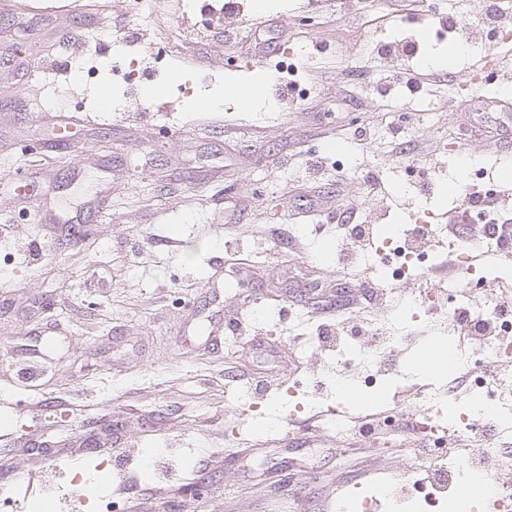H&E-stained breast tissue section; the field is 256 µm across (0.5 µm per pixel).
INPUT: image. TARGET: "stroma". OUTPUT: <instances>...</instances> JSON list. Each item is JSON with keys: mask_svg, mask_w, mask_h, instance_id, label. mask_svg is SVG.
Instances as JSON below:
<instances>
[{"mask_svg": "<svg viewBox=\"0 0 512 512\" xmlns=\"http://www.w3.org/2000/svg\"><path fill=\"white\" fill-rule=\"evenodd\" d=\"M335 3L237 0L211 14L206 0H28L26 13L0 12V51L15 41L31 55L25 69L0 67V414L11 415L0 424V485L27 491L0 512H27L47 484L53 512H101L78 496L100 462L121 512H336L357 484L400 483L412 419L339 440L325 426L328 395L310 392L332 365L308 345L317 323L388 308L383 296L343 305L341 283L373 272L336 263L347 245L336 212L396 228L429 208L447 223L444 192L468 187L469 158L499 182V208L512 216L500 145L468 134L495 117L512 123L490 104L512 98V64L477 44L430 67L455 38L400 22L397 0H360L355 19ZM267 20L287 34L286 50L249 60L234 38ZM202 25L204 38H187ZM399 41L419 48L420 85L400 79L376 98L367 79L399 67L377 47ZM290 53L304 92L243 110L231 86L274 80ZM130 56L152 75L153 100L114 80L112 62ZM183 83L216 108L190 111ZM398 111L418 120L415 150L387 133ZM67 121L73 135L58 140ZM364 124L373 134L361 140ZM419 154L432 157V189L401 193ZM311 156L323 164L312 185ZM370 170L381 196L364 189ZM308 194L318 201L310 217ZM233 318L238 334L213 340ZM51 322L64 334L46 335ZM255 336L272 354L246 349ZM49 397L59 410L41 409ZM45 440L63 453L30 452Z\"/></svg>", "mask_w": 512, "mask_h": 512, "instance_id": "1", "label": "stroma"}]
</instances>
